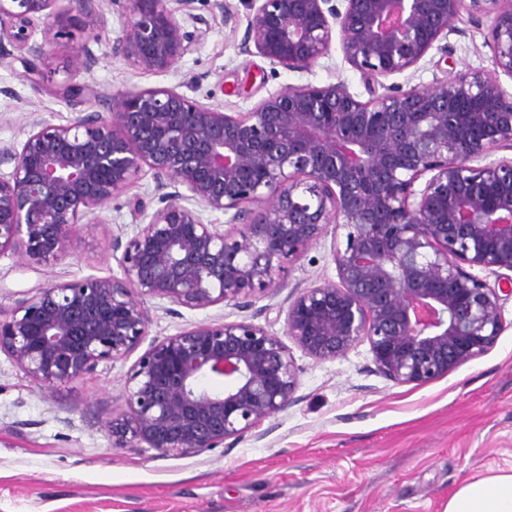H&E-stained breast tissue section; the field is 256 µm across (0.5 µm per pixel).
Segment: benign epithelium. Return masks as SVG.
Listing matches in <instances>:
<instances>
[{
    "label": "benign epithelium",
    "instance_id": "obj_1",
    "mask_svg": "<svg viewBox=\"0 0 512 512\" xmlns=\"http://www.w3.org/2000/svg\"><path fill=\"white\" fill-rule=\"evenodd\" d=\"M194 0H0V58L43 61L64 15L91 32L106 12L112 46L136 72L161 73L207 31L178 15ZM244 50L309 71L340 42L371 80L417 65L455 21L489 4L487 44L512 78V0H246ZM41 41L33 40L35 32ZM78 68L98 62L88 46ZM362 101L341 82L290 86L245 112H225L174 88L130 89L105 112L37 123L19 148L0 150V254L30 263L63 256L85 224L148 171L157 207L118 258L122 275L38 285L0 320V352L44 390L128 356L148 335V298L191 309L237 307L282 288L285 270L328 232L339 282L288 304L286 332L317 360L367 340L379 373L401 384L432 380L481 355L503 330L501 296L470 272L512 271V94L480 72L430 87H388ZM53 93L76 105L89 84ZM427 177L424 187L415 184ZM227 216L214 224L204 212ZM205 377L224 389L204 387ZM129 412L112 417L116 448L141 444L185 456L239 439L288 408L299 386L288 347L266 328L213 321L154 341L128 380Z\"/></svg>",
    "mask_w": 512,
    "mask_h": 512
}]
</instances>
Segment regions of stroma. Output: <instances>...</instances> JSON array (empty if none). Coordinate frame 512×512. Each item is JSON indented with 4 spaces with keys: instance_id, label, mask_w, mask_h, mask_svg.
I'll use <instances>...</instances> for the list:
<instances>
[{
    "instance_id": "stroma-1",
    "label": "stroma",
    "mask_w": 512,
    "mask_h": 512,
    "mask_svg": "<svg viewBox=\"0 0 512 512\" xmlns=\"http://www.w3.org/2000/svg\"><path fill=\"white\" fill-rule=\"evenodd\" d=\"M237 26L225 25L213 0H195L186 29L208 28L204 42L165 73H138L112 52L123 22L108 15L99 39L83 16H66L65 33L29 74L20 57L0 60V148L21 146L34 122L64 124L76 116L51 87L88 83L105 99L138 88H180L227 112L291 85L344 83L368 99V80L340 45L308 72H289L241 49L247 26L240 0ZM486 25L456 24L447 51L429 53L388 86L429 87L467 69L498 76L486 44ZM88 45L99 62L76 71L73 48ZM151 175L112 200L102 221L85 226L66 255L31 266L19 254H0V314L51 280L120 275L114 239L128 240L135 217L130 199L150 202ZM343 232H328L284 277L273 297L255 294L247 308L221 304L172 310L148 300L149 340L210 321L247 320L284 336L288 299L296 290L337 280L335 248ZM504 330L484 353L423 383L399 384L379 374L368 342L344 356L319 361L296 343L288 348L299 387L287 409L239 440L182 457L148 446L116 448L107 423L127 409L128 377L139 352L100 363L80 380L52 391L38 388L0 352V512H444L465 481L512 469V297L502 300Z\"/></svg>"
}]
</instances>
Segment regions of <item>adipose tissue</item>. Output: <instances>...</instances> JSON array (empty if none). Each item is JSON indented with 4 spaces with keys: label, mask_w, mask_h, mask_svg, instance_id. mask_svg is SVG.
Returning <instances> with one entry per match:
<instances>
[{
    "label": "adipose tissue",
    "mask_w": 512,
    "mask_h": 512,
    "mask_svg": "<svg viewBox=\"0 0 512 512\" xmlns=\"http://www.w3.org/2000/svg\"><path fill=\"white\" fill-rule=\"evenodd\" d=\"M445 512H512V472L463 483L449 498Z\"/></svg>",
    "instance_id": "adipose-tissue-1"
}]
</instances>
